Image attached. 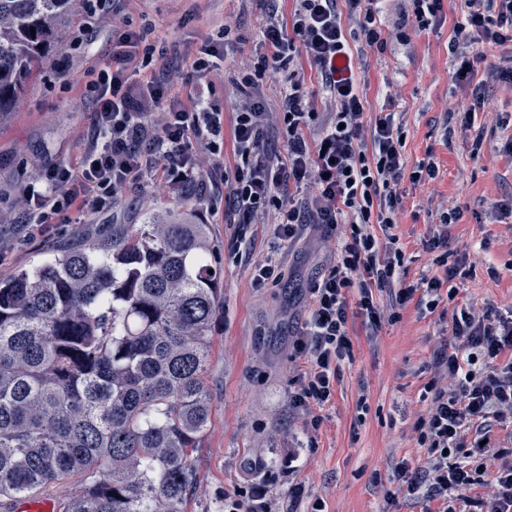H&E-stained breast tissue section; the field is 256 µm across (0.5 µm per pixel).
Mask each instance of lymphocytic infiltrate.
I'll return each instance as SVG.
<instances>
[{
	"label": "lymphocytic infiltrate",
	"mask_w": 512,
	"mask_h": 512,
	"mask_svg": "<svg viewBox=\"0 0 512 512\" xmlns=\"http://www.w3.org/2000/svg\"><path fill=\"white\" fill-rule=\"evenodd\" d=\"M381 0H295L291 22L273 18L261 31L264 53L245 63L240 83L249 101L235 110L232 127L212 97L224 75L225 49L200 47L192 64L187 96L173 94L167 71L143 30L124 24L112 30V51L87 91L92 104L89 145L77 165L43 168L21 197L23 223L40 228L67 224L73 211L93 213L115 207L125 189L148 176L163 174L182 194L206 197L210 187L200 171V152L213 159L232 141L234 163L224 170V206L243 219L266 210L276 214L267 235L273 252L299 241L306 229L337 233L334 258L312 280L308 316L293 342L301 362L290 383L289 409L308 416L318 429L320 409L335 392L342 362L351 359V315L370 328L397 322L402 309L416 306L434 313L458 294L453 282L464 276L463 262H449L450 228L460 209L440 213L438 233L425 242L440 274L406 281L405 252L395 232L407 186L435 179L433 156L408 165L403 115L393 101L366 113L363 90L344 19L368 48L387 44L380 20ZM512 46V0H463L448 51L465 82L485 63L480 46ZM318 69L323 91L336 110L320 119L309 93L292 68L299 55ZM280 78L277 114L285 152L257 159L270 118L254 87L259 77ZM316 137H308V130ZM270 257L252 264V282L262 287L278 272ZM388 293L389 315H382L377 293ZM436 377L423 388L427 408L416 424L424 463H399L391 480L411 500L436 504V512H512V445L490 435V425L512 428V315L465 304L454 309L449 339L433 351ZM491 482H484L485 473ZM489 486L488 498L475 493ZM309 493L290 484L287 497L274 494L264 476L224 493V512H299Z\"/></svg>",
	"instance_id": "f902f5d3"
}]
</instances>
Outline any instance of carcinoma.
<instances>
[{
	"instance_id": "1",
	"label": "carcinoma",
	"mask_w": 512,
	"mask_h": 512,
	"mask_svg": "<svg viewBox=\"0 0 512 512\" xmlns=\"http://www.w3.org/2000/svg\"><path fill=\"white\" fill-rule=\"evenodd\" d=\"M71 5L0 0V112ZM211 250L208 225L157 211L0 279V497L78 478L66 512H183L224 300Z\"/></svg>"
}]
</instances>
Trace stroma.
Segmentation results:
<instances>
[{
	"mask_svg": "<svg viewBox=\"0 0 512 512\" xmlns=\"http://www.w3.org/2000/svg\"><path fill=\"white\" fill-rule=\"evenodd\" d=\"M404 0H385L381 22L391 37L384 51L360 40L351 48L364 84L367 111L393 99L403 112L405 155L416 164L433 154L439 175L405 195L396 228L406 255V279L417 280L431 262L423 243L442 211L463 215L451 230L453 245L465 253L469 272L454 280L459 301L476 308L512 307V223H502L494 207L512 201V157L500 149L507 131L498 113H512V89L490 88L484 107H476L472 86L458 81L448 53L460 0H443L441 22L428 33L396 38ZM104 14L91 47L72 39L84 15L76 13L61 37L62 48L34 72L14 111L0 114V209L10 210L19 191L41 168L76 164L87 144L91 106L86 84L109 47L113 21L152 24L151 35L164 48L162 59L175 93L186 94L185 77L199 47L216 37L225 18L234 25L224 57L225 79L215 98L232 114L244 93L236 81L241 62L258 56L260 30L268 12L290 18L293 0H104ZM484 127L480 156L472 138L459 130L466 112ZM451 135H444V128ZM191 211L208 225L211 263L221 273L224 304L213 328L207 383L211 394L208 426L193 454L197 483L184 512H224V492L246 485L248 461L261 463L280 495L290 480L304 482L323 498L328 512H424V503L397 498L390 476L396 463L418 464L424 450L415 424L426 404L423 386L434 372L431 356L440 343L438 314L402 310L395 323L370 335L363 318L353 317L352 361L343 362L332 401L321 412L317 431H307L304 416L288 408L295 331L307 313L305 290L314 272L329 264L336 243L316 232L284 249L281 276L264 287L251 285L250 260L267 255L268 212L242 230L237 216L194 196H180L163 182L145 179L130 185L121 205L81 216L76 224H57L46 233H27L24 225L0 222V278L20 266L50 259L56 248L110 224H139L145 213ZM497 277H490L489 269ZM298 451V469L288 470L289 451Z\"/></svg>",
	"mask_w": 512,
	"mask_h": 512,
	"instance_id": "stroma-1",
	"label": "stroma"
}]
</instances>
